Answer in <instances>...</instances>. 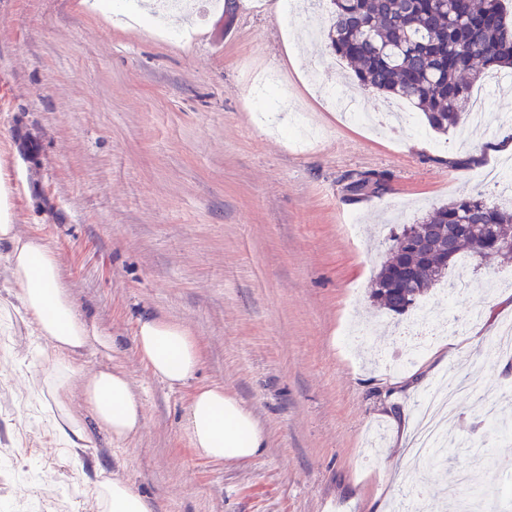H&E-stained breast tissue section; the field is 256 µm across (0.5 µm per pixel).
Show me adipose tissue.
<instances>
[{"label": "adipose tissue", "mask_w": 512, "mask_h": 512, "mask_svg": "<svg viewBox=\"0 0 512 512\" xmlns=\"http://www.w3.org/2000/svg\"><path fill=\"white\" fill-rule=\"evenodd\" d=\"M0 259L6 263L18 312L32 318L38 336L50 348L47 387L58 441L75 447L96 433L118 447L136 436L143 425L144 405L127 373L106 366L86 374L75 364L76 357L92 345L111 354L112 338L78 312L59 280L55 253L39 238L22 235L1 206ZM135 344L152 376L172 388L190 386L201 355L184 326L159 316L145 317L139 322ZM75 388L82 400L78 412L68 405ZM185 428L192 449L211 461L243 462L261 455L266 446L253 414L220 386L193 388ZM96 497L101 512H153L149 498L116 477L97 481Z\"/></svg>", "instance_id": "obj_1"}]
</instances>
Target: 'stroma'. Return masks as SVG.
<instances>
[{
  "mask_svg": "<svg viewBox=\"0 0 512 512\" xmlns=\"http://www.w3.org/2000/svg\"><path fill=\"white\" fill-rule=\"evenodd\" d=\"M220 10L161 24L130 23L90 0H0V174L20 232L56 255L78 311L112 336L111 357L89 347L86 372L125 371L144 404L143 426L120 448L93 435L58 443L29 321L13 313L0 263V512H97L91 492L115 473L154 512H399L409 489L432 512H462L443 494L448 473L474 469L489 490L512 464V352L488 354L512 320V262L473 260L470 289L448 303L434 288L407 314L370 298L394 235L433 209L476 194L512 204L478 181L503 160L512 96L487 78V121L448 133L423 117L394 133L345 120L298 74L316 64L326 86L347 69L327 13L281 14V0H223ZM185 31L187 40H170ZM271 71L326 135L305 148L267 131L252 98ZM391 176L380 196L355 198L351 176ZM366 227L351 239L343 226ZM465 318L411 364L412 322ZM182 323L199 344L195 384L220 385L250 409L267 447L223 464L193 452L184 427L191 387L153 377L134 343L144 315ZM364 334L347 347L348 316ZM449 359L434 358L438 349ZM476 386L457 403L450 440L429 455L396 447L394 419L417 427L418 407L446 375Z\"/></svg>",
  "mask_w": 512,
  "mask_h": 512,
  "instance_id": "35a3bbf8",
  "label": "stroma"
}]
</instances>
